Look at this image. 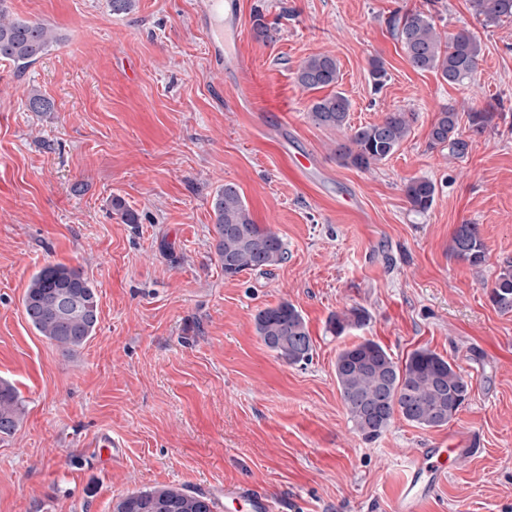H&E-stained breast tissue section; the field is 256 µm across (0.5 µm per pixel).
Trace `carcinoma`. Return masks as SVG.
Listing matches in <instances>:
<instances>
[{
	"mask_svg": "<svg viewBox=\"0 0 512 512\" xmlns=\"http://www.w3.org/2000/svg\"><path fill=\"white\" fill-rule=\"evenodd\" d=\"M3 2L0 0V61L24 71L59 38L41 21L10 16L1 7ZM470 8L486 25L512 20V0H470ZM389 26L414 69L435 72L449 84H460L476 74L482 45L473 33L461 30L443 36L431 10L421 8L394 13ZM253 30L257 39L273 40L274 27L264 21L259 10L253 14ZM295 79L308 91L334 86L339 79L337 60L329 54L310 56L298 66ZM27 108L31 112H51L54 103L33 91L27 97ZM350 109V100L336 91L313 99L306 112L309 121L318 127L349 130L345 140L336 143V160L360 170H369L395 154L409 136L415 116L398 109L384 113L376 123L353 128L348 124ZM467 115L474 134L484 133L497 117L495 112L474 108ZM458 125L459 113L455 110L438 113L429 133L430 146L446 147L455 158L465 157L470 140L462 137ZM435 191V184L426 178L412 179L405 186L406 197L418 212L430 209ZM211 207L216 251L225 277L245 271L262 272L285 259L282 239L271 228L255 223L236 185L220 187ZM112 210L126 224L138 223L137 213L121 197L112 198ZM448 251L472 267H480L488 259L476 224L458 225ZM490 301L499 311L512 312L511 263L497 275ZM22 305L33 329L67 354L85 345L98 324L97 288L80 269L62 263L46 264L32 275ZM368 319L364 308L352 306L332 314L328 327L339 337ZM255 328L264 345L284 362L297 365L311 361L313 340L302 313L293 304L284 301L259 310ZM335 373L347 418L355 433L367 441L381 436L397 415L422 429L447 426L468 399L471 387L460 369L432 351L418 349L397 362L371 340L341 349ZM24 416L19 392L9 381L0 379V434L14 433ZM114 512H213V501L185 486L165 485L127 493L116 502Z\"/></svg>",
	"mask_w": 512,
	"mask_h": 512,
	"instance_id": "1",
	"label": "carcinoma"
}]
</instances>
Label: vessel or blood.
Returning <instances> with one entry per match:
<instances>
[{"mask_svg": "<svg viewBox=\"0 0 512 512\" xmlns=\"http://www.w3.org/2000/svg\"><path fill=\"white\" fill-rule=\"evenodd\" d=\"M202 24L210 42L231 44L232 50L224 59L237 69L245 63L234 45L239 41V12L235 0H204ZM468 448H424L418 451L409 464L408 476L391 505V512H423L426 502L448 475L449 461H462L471 457ZM230 497L246 512H273L274 501L263 491L247 485L229 492Z\"/></svg>", "mask_w": 512, "mask_h": 512, "instance_id": "vessel-or-blood-1", "label": "vessel or blood"}]
</instances>
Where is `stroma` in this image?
Listing matches in <instances>:
<instances>
[{
	"label": "stroma",
	"mask_w": 512,
	"mask_h": 512,
	"mask_svg": "<svg viewBox=\"0 0 512 512\" xmlns=\"http://www.w3.org/2000/svg\"><path fill=\"white\" fill-rule=\"evenodd\" d=\"M244 75L212 68L196 23L200 0H7L62 40L23 76L0 61V378L19 390L21 427L0 436V512H113L126 493L183 485L235 512L225 489L270 491L277 512H387L409 458L475 434L425 512H512V313L489 292L512 261V21L483 26L469 0H239ZM430 7L441 33L467 27L483 55L474 78L448 84L415 70L387 24ZM262 10L274 40H257ZM329 54L351 126L405 109L416 119L388 160L341 166L343 132L306 117L300 63ZM388 78L374 89L372 60ZM50 112L26 107L30 91ZM498 113L468 155L429 148L438 112ZM308 154L312 166L294 170ZM436 185L413 210L414 178ZM236 184L256 223L287 254L266 272L225 277L215 191ZM138 213L123 223L113 197ZM478 225L488 260L451 257L460 224ZM77 267L99 295L96 334L65 354L27 322L22 297L48 263ZM303 314L312 360L290 365L255 332L281 301ZM360 306L365 325L333 336L331 314ZM372 340L401 361L428 349L458 366L470 398L448 426L402 418L367 442L349 423L335 362ZM107 434L117 461L88 442ZM435 184L426 178H416L410 180L405 186V194L418 212H426L430 209L435 197Z\"/></svg>",
	"instance_id": "1"
}]
</instances>
